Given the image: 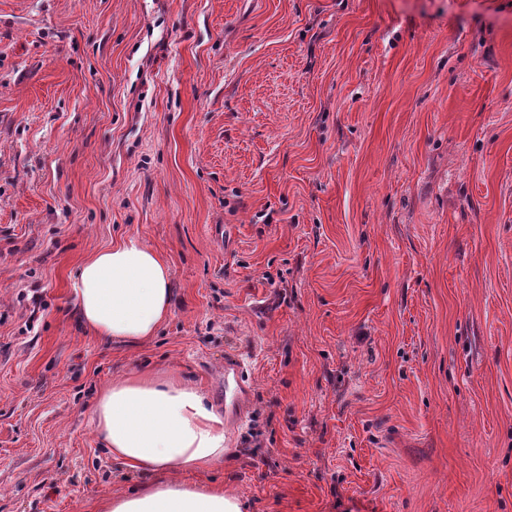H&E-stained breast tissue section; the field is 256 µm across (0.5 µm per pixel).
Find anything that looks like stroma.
Listing matches in <instances>:
<instances>
[{
	"label": "stroma",
	"instance_id": "1",
	"mask_svg": "<svg viewBox=\"0 0 512 512\" xmlns=\"http://www.w3.org/2000/svg\"><path fill=\"white\" fill-rule=\"evenodd\" d=\"M127 237L136 346L71 290ZM230 357L248 512H512V0H0V512L136 487L98 391ZM76 314L96 337L137 345L152 339L168 316L171 270L137 238L94 253L73 280Z\"/></svg>",
	"mask_w": 512,
	"mask_h": 512
}]
</instances>
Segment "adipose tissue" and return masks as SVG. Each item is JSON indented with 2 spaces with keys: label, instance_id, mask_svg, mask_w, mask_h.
<instances>
[{
  "label": "adipose tissue",
  "instance_id": "ef3b65f1",
  "mask_svg": "<svg viewBox=\"0 0 512 512\" xmlns=\"http://www.w3.org/2000/svg\"><path fill=\"white\" fill-rule=\"evenodd\" d=\"M73 292L79 321L96 337L137 345L169 314L171 270L132 237L88 258ZM92 420L113 461L144 478L101 512H243L223 486L196 479L223 464L227 451L224 413L198 387L171 374L126 375L100 392Z\"/></svg>",
  "mask_w": 512,
  "mask_h": 512
}]
</instances>
